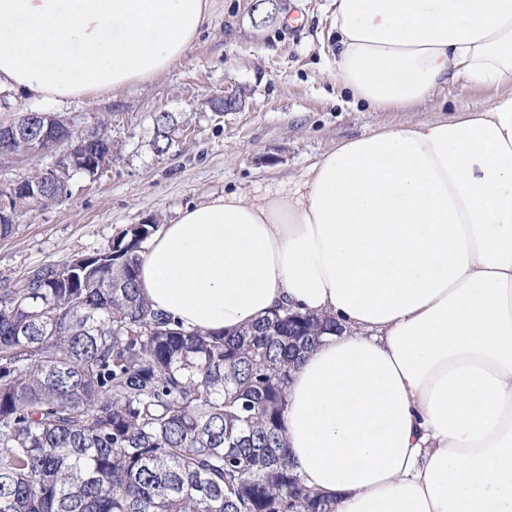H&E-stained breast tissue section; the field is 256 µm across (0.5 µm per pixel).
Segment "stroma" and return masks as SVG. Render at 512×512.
Listing matches in <instances>:
<instances>
[{
    "mask_svg": "<svg viewBox=\"0 0 512 512\" xmlns=\"http://www.w3.org/2000/svg\"><path fill=\"white\" fill-rule=\"evenodd\" d=\"M255 0H216L210 28L182 59L150 81L104 97L51 105L74 133L103 128L112 166L73 174L62 201L17 216L0 238V288L31 269L105 247L133 224H169L187 207L226 194L287 193L342 142L389 125L452 116L482 106L494 89L451 86L409 112L353 105L335 74L330 0H282L279 19L254 27ZM246 88L240 109L211 111V96ZM185 131L169 151L153 148L154 117Z\"/></svg>",
    "mask_w": 512,
    "mask_h": 512,
    "instance_id": "obj_1",
    "label": "stroma"
}]
</instances>
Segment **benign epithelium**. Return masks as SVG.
Masks as SVG:
<instances>
[{"instance_id":"benign-epithelium-1","label":"benign epithelium","mask_w":512,"mask_h":512,"mask_svg":"<svg viewBox=\"0 0 512 512\" xmlns=\"http://www.w3.org/2000/svg\"><path fill=\"white\" fill-rule=\"evenodd\" d=\"M212 111L228 112L240 107L235 93L216 96L210 101ZM30 113H25L18 121L0 124V156L10 155L19 161L30 155L39 153H57L56 162L50 169L55 171L54 183L63 186L71 176L65 166L59 161L68 157L71 152V131L64 126L57 133L40 131V125L29 121ZM41 176L35 175L22 179L11 185V192L0 196V222L10 224L17 213V204L22 197L37 196L42 192Z\"/></svg>"}]
</instances>
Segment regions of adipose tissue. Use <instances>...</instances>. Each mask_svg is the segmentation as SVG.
Instances as JSON below:
<instances>
[{"mask_svg": "<svg viewBox=\"0 0 512 512\" xmlns=\"http://www.w3.org/2000/svg\"><path fill=\"white\" fill-rule=\"evenodd\" d=\"M336 78L370 109L448 84L476 111L347 140L296 188L163 225L155 310L232 331L336 318L288 384V454L335 512H512V0H333ZM215 0H0V93L105 95L178 62Z\"/></svg>", "mask_w": 512, "mask_h": 512, "instance_id": "adipose-tissue-1", "label": "adipose tissue"}]
</instances>
